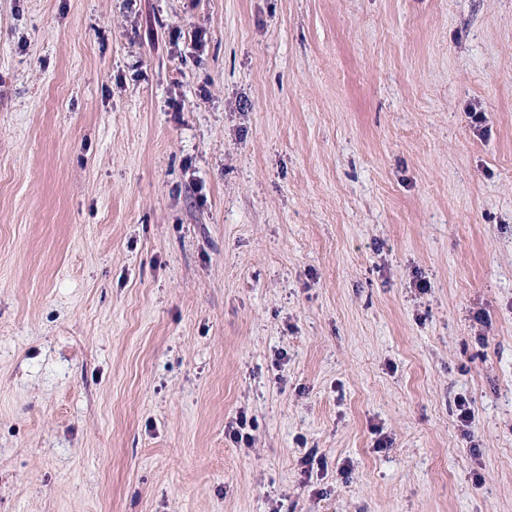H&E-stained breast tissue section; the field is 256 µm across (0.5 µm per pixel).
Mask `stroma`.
<instances>
[{
	"label": "stroma",
	"instance_id": "1",
	"mask_svg": "<svg viewBox=\"0 0 512 512\" xmlns=\"http://www.w3.org/2000/svg\"><path fill=\"white\" fill-rule=\"evenodd\" d=\"M0 512H512V0H0Z\"/></svg>",
	"mask_w": 512,
	"mask_h": 512
}]
</instances>
